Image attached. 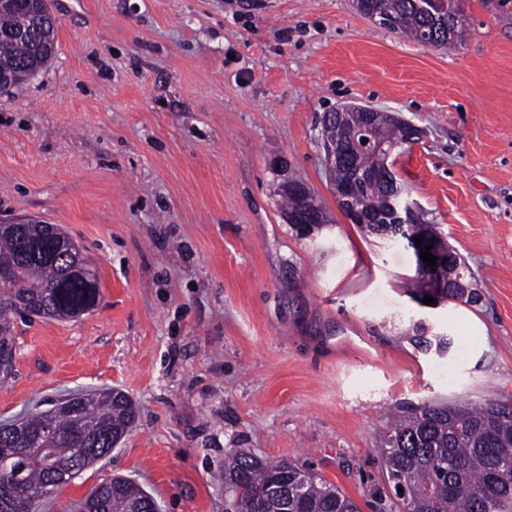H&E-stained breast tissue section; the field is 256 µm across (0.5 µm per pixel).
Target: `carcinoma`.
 <instances>
[{
	"label": "carcinoma",
	"instance_id": "carcinoma-1",
	"mask_svg": "<svg viewBox=\"0 0 512 512\" xmlns=\"http://www.w3.org/2000/svg\"><path fill=\"white\" fill-rule=\"evenodd\" d=\"M367 0L365 13L405 36L427 30L446 47L461 39V0ZM34 28L42 55L29 41L8 36ZM56 21L34 22L27 10L0 12V77L4 89H19L28 74L52 57ZM324 152L345 155L348 144L330 121H323ZM403 122L386 123L380 139L385 149L410 141ZM376 144L346 163L328 169L329 181L352 183L366 223L360 228L383 239L398 230L388 220L391 203L403 198L404 185L395 173L386 178L355 177L357 170L381 166ZM285 213L299 212L305 199L315 200L304 182L281 183ZM414 230L428 239L440 237L421 212L413 213ZM64 232L55 224H0V381L12 376L16 361L14 318L26 314L67 320L100 301V289L81 273L88 258L75 248H60ZM412 339L421 350H444L448 340L425 335L412 324ZM136 407L122 391L112 389L70 398L53 409L0 425V512H38L41 501L82 470L106 456L127 435ZM388 485L412 512H512V406L487 401L479 406L426 402L396 421L379 449ZM224 487L232 494L234 512H360L338 486L288 460L267 461L232 448L224 454ZM83 512H158L155 499L123 476L95 486Z\"/></svg>",
	"mask_w": 512,
	"mask_h": 512
}]
</instances>
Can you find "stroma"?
<instances>
[{
  "mask_svg": "<svg viewBox=\"0 0 512 512\" xmlns=\"http://www.w3.org/2000/svg\"><path fill=\"white\" fill-rule=\"evenodd\" d=\"M463 6L466 37L440 48L355 0H50L54 58L0 92V224L62 227L101 300L15 319L0 424L112 388L136 421L40 512H81L115 475L160 512H225L230 448L399 512L378 453L394 418L512 405V0ZM342 104L421 129L394 170L478 305L420 306L412 252L339 210L321 118ZM288 173L324 208L312 235L281 212ZM419 318L446 350L406 338Z\"/></svg>",
  "mask_w": 512,
  "mask_h": 512,
  "instance_id": "stroma-1",
  "label": "stroma"
}]
</instances>
